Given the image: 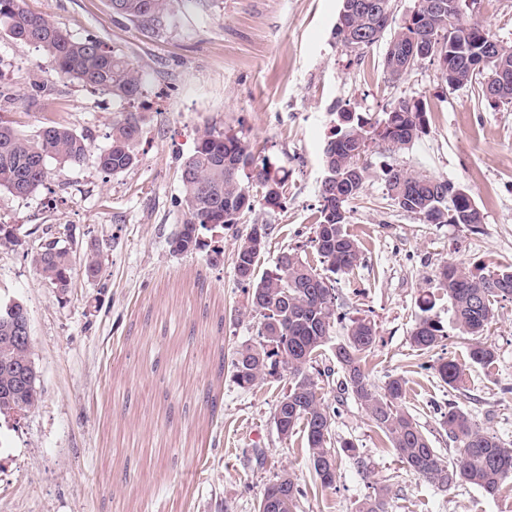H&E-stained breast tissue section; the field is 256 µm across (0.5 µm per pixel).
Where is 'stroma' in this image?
Returning a JSON list of instances; mask_svg holds the SVG:
<instances>
[{
	"mask_svg": "<svg viewBox=\"0 0 512 512\" xmlns=\"http://www.w3.org/2000/svg\"><path fill=\"white\" fill-rule=\"evenodd\" d=\"M24 2L72 37L125 56L143 89L127 103L62 79L41 47L0 31V113L30 138L62 124L90 142L83 163L51 166L29 196L0 193V224L19 237L0 246V302L28 312L39 391L31 409L0 415V512H255L284 470L303 490L296 512H353L376 483L390 489V512H512L511 483L493 496L466 485L443 492L407 471L335 375L320 382L338 411L332 437L353 440L358 452L338 456L335 488L316 489L301 433L282 439L274 423L287 371L249 390L232 379L237 349L256 343L259 329L236 280L234 230L203 232L193 254H173L168 244L186 219L180 160L214 124L248 140L286 178L283 208L240 222L272 227L261 272L273 271L285 249L318 265L310 240L334 112L375 115L402 99L424 100L426 135L367 155L371 175L348 226L362 259L335 279L337 319L323 363L334 365L351 321L370 319L379 336L363 361L369 381L380 388L389 376L405 379L404 405L435 448L455 452L439 426L451 404L512 441V299L495 304L496 362L475 365L434 280L451 260L512 264V105L479 102L477 80L448 88L433 61L388 80L386 41L358 51L334 38L340 0H179L160 30L116 14L110 0ZM464 15L512 45V0H473ZM127 111L142 116L138 163L108 176L97 156L111 142L113 117ZM388 164L467 189L484 214L480 230L425 224L398 209L379 177ZM51 240L74 262L62 299L36 263ZM214 246L224 250L217 266L207 260ZM92 251L100 271L91 279L83 263ZM427 298L448 338L422 353L410 332ZM441 356L462 364L458 386L431 371Z\"/></svg>",
	"mask_w": 512,
	"mask_h": 512,
	"instance_id": "1",
	"label": "stroma"
}]
</instances>
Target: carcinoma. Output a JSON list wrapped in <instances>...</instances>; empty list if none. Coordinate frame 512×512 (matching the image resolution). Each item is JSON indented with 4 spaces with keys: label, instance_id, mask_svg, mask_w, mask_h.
Instances as JSON below:
<instances>
[{
    "label": "carcinoma",
    "instance_id": "obj_1",
    "mask_svg": "<svg viewBox=\"0 0 512 512\" xmlns=\"http://www.w3.org/2000/svg\"><path fill=\"white\" fill-rule=\"evenodd\" d=\"M173 0H111L123 17L159 29L169 14ZM454 0H417L413 20L403 21L391 35L383 58V70L392 80L402 78L405 49L429 43V59L438 63L443 81L448 72L456 74L460 86L472 82L479 71L472 68L476 57H490L484 69L499 75L512 86V46L495 39L478 21L455 16ZM372 19L362 12L350 13L341 7L335 35L344 46L361 50L377 43ZM0 29L11 38L33 42L50 56L56 73L76 79L119 100H131L141 92V79L122 56L96 40L72 38L50 19L27 12L23 0H0ZM426 103L400 100L380 116L342 110L336 113L331 135L323 151L326 179L319 188L320 207L314 227L313 247L323 270L287 250L280 254L273 272L258 275L271 234L268 224H252L238 236L235 276L251 291L250 311L261 318L256 344H245L232 361L233 381L244 390L263 379L267 369L282 365L288 371L290 387L278 401L274 420L280 436L303 433L313 467L314 482L331 489L336 482L339 454L356 455L353 441L343 439L333 446L331 428L337 411L330 410L319 392L315 377L341 373L339 389L349 394L391 444L400 462L413 474L441 490L462 485L480 488L494 496L512 480V443L479 426L472 415L450 406L441 413L440 425L457 448L445 457L432 446L414 416L403 406L405 380L391 376L378 389L362 368L364 354L378 336L375 322L352 321L343 341L336 344L337 370L319 369L322 349L330 339L335 320L332 276L352 271L360 262L361 249L348 233L349 210L369 176L366 156L371 146L401 149L426 133ZM141 134L137 112H120L112 119L110 145L97 156L98 167L106 174H118L137 164L134 145ZM90 150L88 138L64 125L43 129L36 137L19 134L0 117V191L27 196L44 185L49 177L48 161L75 165ZM381 179L394 203L426 224H475L484 221L473 197L455 194L457 186L445 179L424 175L404 167L386 165ZM180 184L186 220L177 225L169 239L174 254H192L204 246L201 231L233 226L255 210L282 207L284 179L266 163H257L249 142L222 128L206 127L195 148L180 166ZM43 277L59 296L67 295L73 283V263L69 252L50 241L36 258ZM438 286L451 304L453 321L468 344L471 363L489 366L497 359L487 332L495 316L497 299H512V266L475 269L454 261L441 265L436 273ZM24 306L19 302L0 304V414L29 409L38 400V375L18 377L16 367L30 361L32 338H20L15 320ZM423 309L410 334L413 346L432 352L448 339L440 320ZM440 379L455 387L462 378L461 365L441 358L431 366ZM302 489L284 471L264 489L257 512H295ZM388 488L355 505L354 512H389Z\"/></svg>",
    "mask_w": 512,
    "mask_h": 512
}]
</instances>
